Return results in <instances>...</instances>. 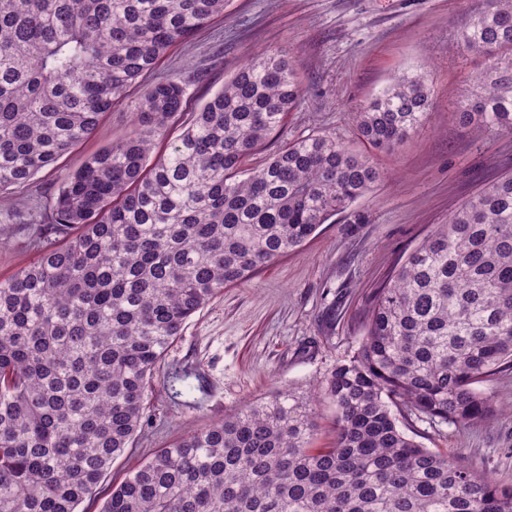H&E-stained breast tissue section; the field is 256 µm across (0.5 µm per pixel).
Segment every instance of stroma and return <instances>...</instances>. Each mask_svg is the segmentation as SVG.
I'll use <instances>...</instances> for the list:
<instances>
[{
	"mask_svg": "<svg viewBox=\"0 0 512 512\" xmlns=\"http://www.w3.org/2000/svg\"><path fill=\"white\" fill-rule=\"evenodd\" d=\"M485 0H225L224 14L171 48L151 72L186 90L189 109L220 89L259 51L286 56L302 95L278 133L250 155L262 165L279 146L327 132L364 151L352 114L393 78L428 71L433 105L397 152L374 154L376 187L354 208L367 223L333 216L300 248L225 289L187 323L157 365L142 425L81 512H100L113 485L186 433L292 390L309 398L336 363L359 349L373 293L401 255L434 225L512 172V134L477 135L451 112L464 76L483 59L455 51L457 34ZM132 100L106 112L89 137L25 186L0 192V279L36 260L35 241L64 174L129 133ZM422 446L459 454L512 485V414L497 412L460 430L401 420Z\"/></svg>",
	"mask_w": 512,
	"mask_h": 512,
	"instance_id": "35a3bbf8",
	"label": "stroma"
}]
</instances>
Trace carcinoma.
I'll return each instance as SVG.
<instances>
[{
	"instance_id": "cac0c4a2",
	"label": "carcinoma",
	"mask_w": 512,
	"mask_h": 512,
	"mask_svg": "<svg viewBox=\"0 0 512 512\" xmlns=\"http://www.w3.org/2000/svg\"><path fill=\"white\" fill-rule=\"evenodd\" d=\"M224 13V0H0V190L19 187L138 93L121 139L64 176L54 243L0 280V512H80L141 425L157 364L224 288L299 248L372 190L368 154L330 133L245 159L300 96L284 55L256 54L194 112L146 77ZM457 49L485 58L452 103L480 133L512 134V0ZM432 104L404 73L353 113L393 153ZM512 369V174L462 203L376 289L358 352L311 399L282 392L162 448L101 512H512L501 487L421 446L394 409L466 429L496 410L480 389ZM336 444L314 448V406Z\"/></svg>"
}]
</instances>
